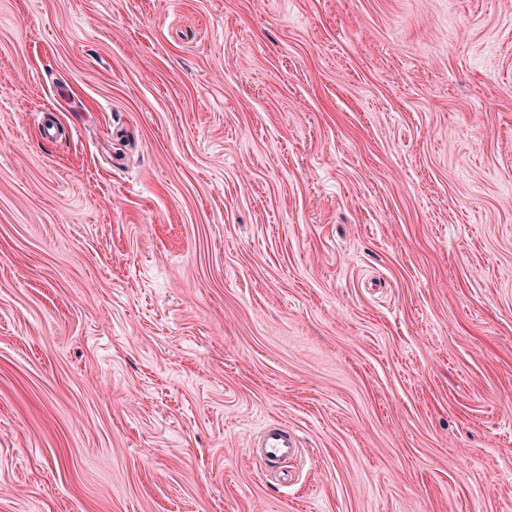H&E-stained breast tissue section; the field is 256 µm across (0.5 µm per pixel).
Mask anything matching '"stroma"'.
Here are the masks:
<instances>
[{
    "mask_svg": "<svg viewBox=\"0 0 512 512\" xmlns=\"http://www.w3.org/2000/svg\"><path fill=\"white\" fill-rule=\"evenodd\" d=\"M0 512H512V0H0ZM259 448L266 462L276 464L293 455L297 450V443L288 432V427L279 422H269L260 433Z\"/></svg>",
    "mask_w": 512,
    "mask_h": 512,
    "instance_id": "35a3bbf8",
    "label": "stroma"
}]
</instances>
